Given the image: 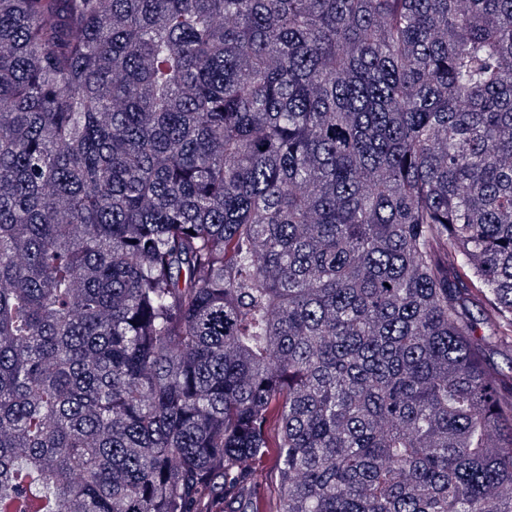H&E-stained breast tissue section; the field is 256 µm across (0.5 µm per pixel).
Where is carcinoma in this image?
Here are the masks:
<instances>
[{"label": "carcinoma", "mask_w": 512, "mask_h": 512, "mask_svg": "<svg viewBox=\"0 0 512 512\" xmlns=\"http://www.w3.org/2000/svg\"><path fill=\"white\" fill-rule=\"evenodd\" d=\"M495 345L512 0H0V502L512 512ZM276 456L277 449L269 448L267 456L262 459L257 469V481L261 492L272 497L275 495Z\"/></svg>", "instance_id": "obj_1"}]
</instances>
